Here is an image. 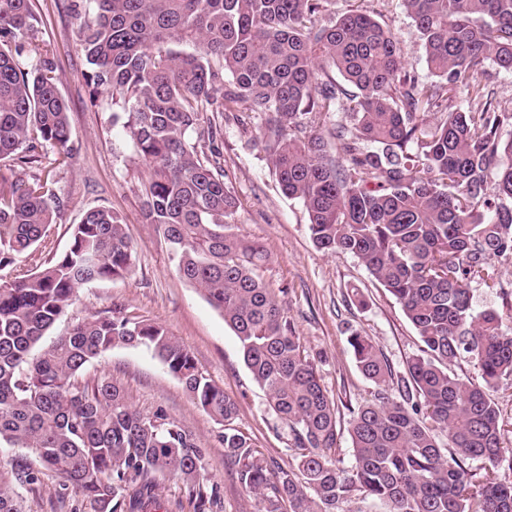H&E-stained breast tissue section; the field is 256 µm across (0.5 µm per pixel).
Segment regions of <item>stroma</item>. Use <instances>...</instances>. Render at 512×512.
Wrapping results in <instances>:
<instances>
[{
  "label": "stroma",
  "mask_w": 512,
  "mask_h": 512,
  "mask_svg": "<svg viewBox=\"0 0 512 512\" xmlns=\"http://www.w3.org/2000/svg\"><path fill=\"white\" fill-rule=\"evenodd\" d=\"M38 23L29 38L46 49L52 75L70 112L76 154L52 173L53 188L66 201L45 247L34 252L23 269H32L69 244V227L90 209L105 207L119 214L137 246L134 274L124 280L80 287L66 315L44 337L51 344L77 321L121 305L128 314L164 325L195 357L198 365L238 404L235 425L253 441L265 459L281 466L298 454L287 430L278 428L264 392L246 368L234 332L203 294L176 273L168 249L144 220V183L148 172L122 125L112 115L121 103L111 91L93 93L87 82L90 66L78 40V19L69 0H32ZM377 9L380 20L396 34L409 69L423 84L434 76L423 57L414 22L402 0H331L318 17L327 25L354 8ZM266 123L258 112H228L223 127L224 181L238 199L230 216L236 233L263 244L268 260L262 276L280 290L282 305L297 336L314 362L325 389L346 405L368 399L372 384L358 370L349 338L352 332L370 337L388 359L395 375L406 373L407 361L419 355L422 343L400 305L352 255L328 254L313 244L302 202L286 197L270 169L260 143ZM500 284L491 291L473 281L476 310L512 311V262L492 260ZM89 375H109L125 389L133 408L144 415L164 411L190 431L204 454L205 477L220 495L211 512H258L257 499L237 482L235 469L217 440L219 427L171 374L145 348L117 347L88 368ZM66 495V512H92L81 493L61 490L53 473L42 477L37 491L23 493L24 512H53L58 493Z\"/></svg>",
  "instance_id": "1"
}]
</instances>
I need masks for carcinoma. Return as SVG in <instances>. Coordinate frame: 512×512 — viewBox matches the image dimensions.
I'll return each mask as SVG.
<instances>
[{
    "instance_id": "1",
    "label": "carcinoma",
    "mask_w": 512,
    "mask_h": 512,
    "mask_svg": "<svg viewBox=\"0 0 512 512\" xmlns=\"http://www.w3.org/2000/svg\"><path fill=\"white\" fill-rule=\"evenodd\" d=\"M327 2L94 0L78 31L93 91L124 97L112 121H123L148 170L146 223L234 331L301 450L295 464L256 454L234 426L237 402L155 321L114 308L41 345L78 288L134 273L126 224L96 208L70 226L64 251L0 276V449H25L41 465L0 477V512H22L20 490H36L44 470L93 512H183V501L159 494L165 476L188 487L193 512H208L218 490L204 483L192 436L162 411L141 415L112 378L84 377L117 346L150 350L221 426L224 456L258 512H349L357 499L386 512H512V480L496 475L505 448L491 397L512 381V316L475 311L469 288L475 277L498 287L488 261L512 257V135L502 136L512 113L492 106L477 80L488 60L512 71V0H402L436 85L411 75L391 29L370 13L317 26ZM37 23L31 0H0V161L13 163L0 169V272L38 249L65 207L47 179L16 168L42 164L48 149L61 162L77 150L50 61L20 62ZM458 92L468 106L450 112ZM236 109L271 116L262 141L272 171L302 201L316 248L355 256L423 344L396 378L369 337L350 336L374 392L351 411L348 470L331 461L339 403L258 274L267 253L226 222L236 198L212 164L222 129L207 113ZM340 111L345 121L331 122ZM462 360L482 383L453 371Z\"/></svg>"
}]
</instances>
